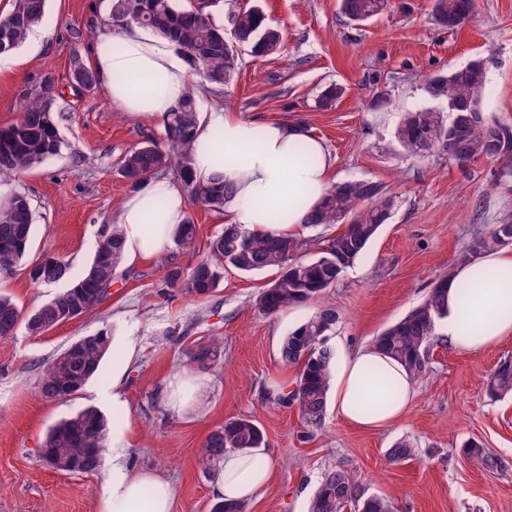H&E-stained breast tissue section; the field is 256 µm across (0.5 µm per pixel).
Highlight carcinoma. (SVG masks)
Segmentation results:
<instances>
[{"label":"carcinoma","instance_id":"obj_1","mask_svg":"<svg viewBox=\"0 0 512 512\" xmlns=\"http://www.w3.org/2000/svg\"><path fill=\"white\" fill-rule=\"evenodd\" d=\"M390 0H339L342 14L353 22H365L389 9ZM47 0H11L10 10L0 15L8 21L7 36L0 37V56L14 52L30 31L42 24ZM433 16L441 27L450 31L469 21L474 0H434ZM110 14L125 19L109 25V32H128L135 27L146 29L168 40L188 60L204 81L229 87L237 73V49L248 47L257 56H267L280 49L281 33L264 24L257 9L248 8L234 15L231 38L224 27L217 26L208 10L196 7L181 9L175 0H151L139 12V0H112ZM72 76L82 89L90 91L98 77L81 58L71 61ZM487 84L485 62L476 56L465 66L427 78L425 91L434 99L446 102L448 123L429 109L404 114L395 132L400 149L407 155L424 158L445 152L461 165L486 159H512V125L491 119L483 106ZM18 121L0 127V183L40 165L57 155L63 146L48 100H56L54 80L47 78L27 88ZM197 112L194 90H189L166 125V143H150L130 150L124 157L121 176L133 190L149 177L174 167L176 175L192 200L212 210L224 209L234 190L216 176L208 182L193 179L191 145L195 137ZM395 196L382 183L349 180L334 184L322 197L308 218L313 226L342 229L319 243L312 258H304L307 244L297 239L276 236H245L232 226L210 241L206 255L186 269L176 259H166V281L181 292L197 297L209 295L224 278V270L241 273L274 269L277 276L255 300V307L265 315L314 299L334 287L345 268L336 267L341 256L346 268L361 258L382 224L389 219ZM34 213L27 196L10 192L0 196V269L20 262L29 248ZM512 238V224H496L487 231L472 235L468 252L476 256L507 246ZM196 225L191 217L176 229L173 241L181 249L194 245ZM123 257V233L112 225L99 242L95 256L86 269L72 278L69 288L30 312L25 326L29 334L42 336L69 322L75 314L94 311L107 295L112 277ZM67 265L53 256H45L31 271L33 280L48 282L66 275ZM446 273L423 302L400 321L384 329L374 341L383 353L399 361L414 379L426 369V353L433 342L436 318L441 314L447 291ZM21 311L8 298L0 297V338L14 334ZM336 321V314L325 309L297 326L283 341L281 358L287 364H301L296 387L286 398L297 403L303 421L311 426L322 422L335 366L333 351L324 348L326 333ZM111 349L107 331L84 336L68 345L43 370L39 394L49 401H62L77 395L87 382L101 371V363ZM221 343L213 339L189 352L192 365L209 370L221 359ZM486 391L492 397L512 392V362L497 366L488 380ZM107 422L94 407H86L56 423L47 433L42 457L63 464L68 470L94 468L102 462ZM266 447V436L256 420L229 418L213 430L198 454L199 465L210 475L219 476L224 453L228 450L250 452ZM415 456V448L401 441L387 450L391 462ZM309 512H394L393 503L380 496L365 497L358 493L350 474L342 468L326 472L310 501Z\"/></svg>","mask_w":512,"mask_h":512}]
</instances>
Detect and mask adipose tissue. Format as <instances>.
Here are the masks:
<instances>
[{
    "label": "adipose tissue",
    "instance_id": "1",
    "mask_svg": "<svg viewBox=\"0 0 512 512\" xmlns=\"http://www.w3.org/2000/svg\"><path fill=\"white\" fill-rule=\"evenodd\" d=\"M92 64L109 100L129 116L166 120L201 81L163 38L136 30L98 35ZM192 144L194 178L223 175L235 193L224 221L252 236L291 237L332 185L333 161L319 138L277 120H249L202 106ZM185 218L180 183L154 179L131 196L119 217L129 261L162 254ZM468 288V302L458 297ZM435 333L454 348L479 352L512 335V251L496 250L454 267L445 311ZM337 416L359 429L394 425L407 413L415 382L375 348L339 349L331 383ZM270 464L254 468L251 454L230 451L217 482L224 501L252 500L266 486ZM173 489L157 473L133 469L124 449L112 451V477L102 490V512H172Z\"/></svg>",
    "mask_w": 512,
    "mask_h": 512
}]
</instances>
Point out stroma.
Here are the masks:
<instances>
[{
  "instance_id": "35a3bbf8",
  "label": "stroma",
  "mask_w": 512,
  "mask_h": 512,
  "mask_svg": "<svg viewBox=\"0 0 512 512\" xmlns=\"http://www.w3.org/2000/svg\"><path fill=\"white\" fill-rule=\"evenodd\" d=\"M255 5L282 33L280 52L257 58L242 49L232 86L204 83L200 94L211 106L248 119L303 124L327 145L336 181L371 179L394 193L390 218L336 286L272 315L254 302L273 272L225 270L215 291L197 298L166 285L156 255L121 262L92 313L41 336L20 326L0 339V512H102L114 448L174 485L172 512H210L217 484L201 471L197 455L212 430L239 415L258 421L273 465L269 483L243 512H307L324 473L336 467L363 495L392 501L396 512H512V395L493 400L486 392L487 376L512 359V335L475 354L435 339L408 413L389 428L355 429L331 409L310 427L296 403L279 401L300 372L282 361V342L303 320L334 310L329 347L372 344L418 306L448 268L462 264L475 231L512 220V177L497 176L503 161L462 166L444 153L414 158L394 137L403 113L446 112L445 103L426 93L427 78L477 56L487 65L488 116L512 124V0H476L474 16L454 32L436 24L433 0H392L390 9L360 24L340 14L338 0H221L212 15L228 21ZM109 11L110 0H48L40 39L13 52V70L0 75V126L19 119L23 90L45 76H53L63 93L55 114L61 152L0 186L25 194L35 216L26 262L0 270V294L24 314L69 284L65 278L33 281L31 263L48 254L71 273L87 267L133 194L119 172L125 154L166 139L164 122L116 110L103 87L78 93L70 86L72 58L90 60ZM330 84L343 94L333 107H320V92ZM186 214L197 238L179 262L190 267L223 230L224 215L192 202ZM102 329L115 343L102 376L74 398L42 399L45 364ZM215 336L223 340L224 361L203 371V400L189 413H173L166 400L170 378L190 372L189 349ZM128 342L135 355L121 379L125 405L116 408L112 376L119 347ZM88 406L109 421L99 471L66 475L45 465L39 451L49 429ZM471 439L483 443L492 465L465 455L463 445ZM402 440L413 446L414 459L388 462L387 449Z\"/></svg>"
}]
</instances>
